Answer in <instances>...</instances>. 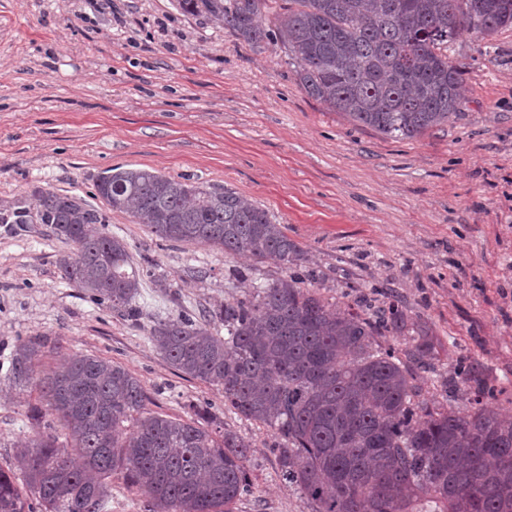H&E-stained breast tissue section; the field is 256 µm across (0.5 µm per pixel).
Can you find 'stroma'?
<instances>
[{
    "label": "stroma",
    "mask_w": 512,
    "mask_h": 512,
    "mask_svg": "<svg viewBox=\"0 0 512 512\" xmlns=\"http://www.w3.org/2000/svg\"><path fill=\"white\" fill-rule=\"evenodd\" d=\"M462 102L444 125L393 140L308 96L279 45L251 47L176 0H0V205L34 188L100 205L114 166L228 186L268 210L339 308L399 303L437 340L423 395L469 369L512 412V28L459 33L444 49ZM106 233L153 263L127 317L65 282L67 244L46 224L0 223V465L31 436L36 389L15 384L17 345L111 360L136 376L153 413L209 406L252 446L251 496L235 512H312L278 475L271 433L224 407V391L158 354L159 319L248 296L285 269L220 249L167 242L113 212Z\"/></svg>",
    "instance_id": "35a3bbf8"
}]
</instances>
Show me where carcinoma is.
<instances>
[{
	"label": "carcinoma",
	"instance_id": "carcinoma-1",
	"mask_svg": "<svg viewBox=\"0 0 512 512\" xmlns=\"http://www.w3.org/2000/svg\"><path fill=\"white\" fill-rule=\"evenodd\" d=\"M251 46L276 43L295 61L301 88L328 108L395 139L447 123L461 103V71L442 47L467 30L512 27V0H288L268 22V0H177ZM106 209L36 188L28 205L0 208L1 224L53 226L70 251L57 265L71 286L136 318L144 268L126 243L99 228L125 213L166 241L249 253L289 270L251 298L197 317L159 320L150 335L177 371L220 386L224 405L272 433L279 476L313 512H512V415L482 385L461 396L420 399L413 365L435 355L431 338L383 345L407 315L398 305L376 321L338 309L294 270L300 253L268 211L237 191L182 176L113 167L94 183ZM224 323V336L211 323ZM42 345L17 346L14 379L39 388L46 409L27 415L32 438L0 467V512H111L119 473L149 512H233L252 493L251 445L192 416L147 409L139 379L123 366L75 354L52 374ZM53 415L68 446L41 431Z\"/></svg>",
	"mask_w": 512,
	"mask_h": 512
}]
</instances>
